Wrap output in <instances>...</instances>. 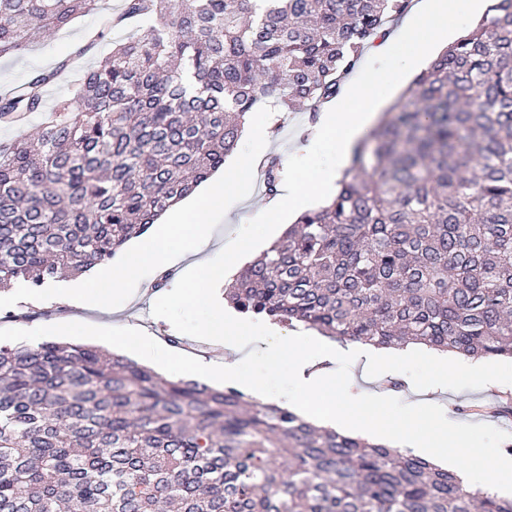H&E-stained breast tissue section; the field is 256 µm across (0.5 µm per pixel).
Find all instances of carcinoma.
Instances as JSON below:
<instances>
[{
    "label": "carcinoma",
    "mask_w": 512,
    "mask_h": 512,
    "mask_svg": "<svg viewBox=\"0 0 512 512\" xmlns=\"http://www.w3.org/2000/svg\"><path fill=\"white\" fill-rule=\"evenodd\" d=\"M100 0H0V54ZM356 145L330 204L227 289L242 314L340 343L512 358V0ZM411 0H122L31 138L0 144V288L112 264L224 166L268 102L309 123ZM69 66L0 97L44 111ZM278 194L279 157L262 163ZM0 512H512L425 459L84 344L0 343ZM125 37V32L113 29L105 39L97 43L92 52L80 60L77 68L70 66L59 78V80L48 88L46 95L47 107H52L58 100L69 95L72 85L80 79L83 70L87 66L93 65L101 57L112 50V42L121 40Z\"/></svg>",
    "instance_id": "obj_1"
}]
</instances>
